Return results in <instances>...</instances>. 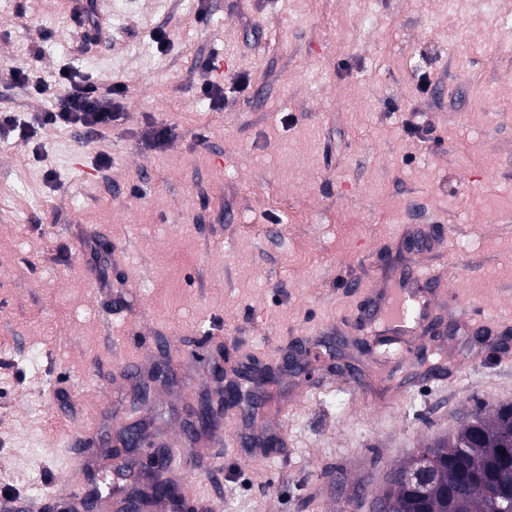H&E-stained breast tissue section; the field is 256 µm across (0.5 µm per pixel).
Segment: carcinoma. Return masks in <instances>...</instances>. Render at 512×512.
<instances>
[{"label":"carcinoma","mask_w":512,"mask_h":512,"mask_svg":"<svg viewBox=\"0 0 512 512\" xmlns=\"http://www.w3.org/2000/svg\"><path fill=\"white\" fill-rule=\"evenodd\" d=\"M434 480L418 494L404 483L390 489L394 512H495L512 499V404L475 416L426 446ZM152 495L178 499L174 484L155 477Z\"/></svg>","instance_id":"cac0c4a2"}]
</instances>
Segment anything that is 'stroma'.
Instances as JSON below:
<instances>
[{"label": "stroma", "mask_w": 512, "mask_h": 512, "mask_svg": "<svg viewBox=\"0 0 512 512\" xmlns=\"http://www.w3.org/2000/svg\"><path fill=\"white\" fill-rule=\"evenodd\" d=\"M81 9L0 0V114L22 124L0 125V492L75 510L68 482L105 476L141 419L146 443L184 449L167 472L183 512L197 495L215 512H371L415 448L512 404V0H96L88 43ZM65 66L130 83L94 141L40 123ZM13 68L50 89L32 97ZM407 269L442 293L387 360L353 318ZM162 360L176 382L134 403ZM251 364L275 371L262 402L188 437L197 399Z\"/></svg>", "instance_id": "stroma-1"}]
</instances>
